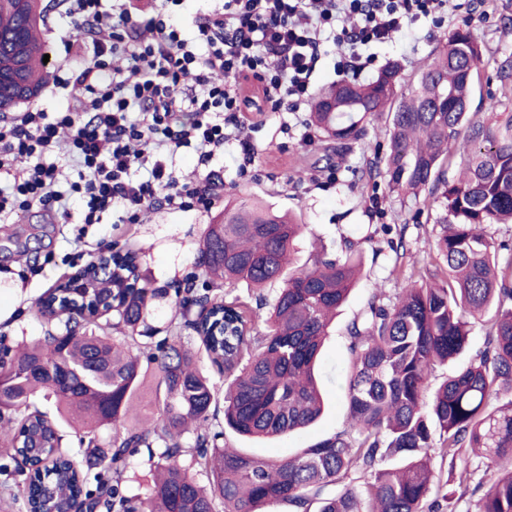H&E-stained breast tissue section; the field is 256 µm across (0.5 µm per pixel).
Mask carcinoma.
<instances>
[{
  "label": "carcinoma",
  "instance_id": "obj_1",
  "mask_svg": "<svg viewBox=\"0 0 512 512\" xmlns=\"http://www.w3.org/2000/svg\"><path fill=\"white\" fill-rule=\"evenodd\" d=\"M42 0H0V112L34 101L49 77ZM482 44L468 27L438 48L410 96L398 99L400 70L388 64L367 84L338 83L316 97L311 125L329 141L332 160L388 119L387 188L441 199L435 254L393 298L373 293L347 328L348 427L293 457L270 460L228 448L225 426L247 438L289 434L324 412L316 366L331 319L359 283L356 244L321 249L311 265L291 266L306 225L263 202L229 204L207 226L200 265L255 297L206 288L178 303L180 325L196 335L156 339L145 356L141 337L152 302L164 294L140 272L135 254L112 251V270L131 278L72 276L39 300L45 336L0 358V448L23 476L24 512H457L483 491L476 512H512V244L484 231L512 224V114L487 123L471 111ZM466 130L457 179L447 177ZM82 280L85 288L70 284ZM279 283L266 304L263 287ZM484 346L434 389L436 367L463 355L470 317L488 312ZM121 332L102 333V325ZM224 374V420L216 387L200 356ZM153 378L157 413L127 425ZM52 404L50 415L34 403ZM82 432L80 453L63 443L62 426ZM112 429L102 445L98 433ZM146 449L153 486L147 498L125 493L130 457ZM477 457L499 471L482 490ZM448 463L449 474L433 460ZM207 474L198 483L191 471ZM224 510H218V505Z\"/></svg>",
  "mask_w": 512,
  "mask_h": 512
}]
</instances>
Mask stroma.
Returning <instances> with one entry per match:
<instances>
[{
	"mask_svg": "<svg viewBox=\"0 0 512 512\" xmlns=\"http://www.w3.org/2000/svg\"><path fill=\"white\" fill-rule=\"evenodd\" d=\"M458 2L460 8L447 25L437 28L420 20L412 26L414 39L376 47L374 68L355 74V81L369 82L394 62L402 76L398 91L410 95L439 42L449 40L466 24L483 45L474 104L493 100L497 112L512 113V78L503 82L498 77L501 66L512 61V0ZM66 34L60 9L50 8L44 39L51 74L76 66L91 54L88 46L67 42ZM305 118L302 112L248 114L240 130L241 137L254 148L255 158L248 165L242 164L240 148L234 142L228 145L227 156L214 159L205 168L194 152L178 153L173 169L180 183L192 187L208 176L216 181L217 197L209 210L157 207L142 212L138 223L129 224L123 206L117 204L101 223L83 225L79 222L81 207L75 203L66 217L36 206L0 221V343L13 347L44 335L48 324L38 312L39 298L106 246L136 251L141 273L150 278L153 287L165 289V296L153 301L148 320L154 326L167 327L177 308L178 288L188 283L198 290L209 287L198 263L199 243L211 219L233 199L259 198L296 214L306 226L294 255L299 265L309 262L313 240L336 249L343 239H361L368 227L386 224L390 237H403L406 252L398 261L388 250L377 261H365L362 280L332 322L320 358L327 402L323 416L307 428L273 440H249L230 431L225 432L224 440L229 447L262 458H285L343 431L347 426V328L374 291L395 296L433 254V224L441 208L425 195L412 204L375 181L352 179L351 170L385 156L389 141L386 120L369 125L366 138L347 153L337 177L331 179L323 171V135L316 129L305 132Z\"/></svg>",
	"mask_w": 512,
	"mask_h": 512,
	"instance_id": "obj_1",
	"label": "stroma"
}]
</instances>
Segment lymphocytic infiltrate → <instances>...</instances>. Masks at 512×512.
Returning a JSON list of instances; mask_svg holds the SVG:
<instances>
[{"instance_id":"obj_1","label":"lymphocytic infiltrate","mask_w":512,"mask_h":512,"mask_svg":"<svg viewBox=\"0 0 512 512\" xmlns=\"http://www.w3.org/2000/svg\"><path fill=\"white\" fill-rule=\"evenodd\" d=\"M166 2L169 11L141 21L127 0H65L69 37L91 39L96 59L57 86L85 96L89 118L62 109L0 115V170L29 161L0 186V216L65 206L71 192L83 199L87 224L117 203L209 208L212 186H180L169 157L186 148L207 164L245 113L300 111L325 42L341 47L336 71L344 77L374 62L371 46L408 34L422 18L444 24L457 9L452 0H224L187 32L171 21L183 0ZM114 56L127 67L109 65ZM64 132L80 167L66 192L48 159Z\"/></svg>"}]
</instances>
